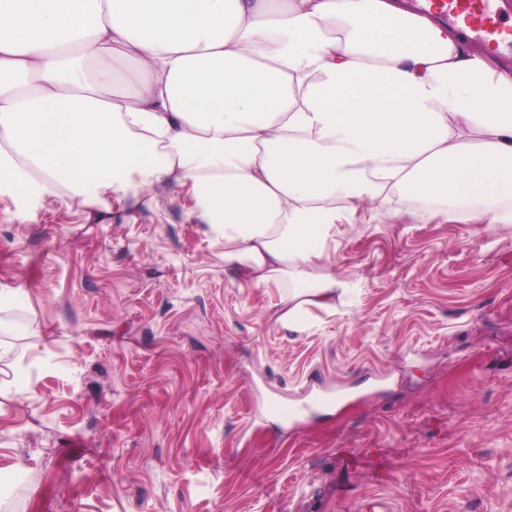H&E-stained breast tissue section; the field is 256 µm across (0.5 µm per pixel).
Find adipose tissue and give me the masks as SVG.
Returning a JSON list of instances; mask_svg holds the SVG:
<instances>
[{"label": "adipose tissue", "mask_w": 512, "mask_h": 512, "mask_svg": "<svg viewBox=\"0 0 512 512\" xmlns=\"http://www.w3.org/2000/svg\"><path fill=\"white\" fill-rule=\"evenodd\" d=\"M400 0H0V184L189 187L224 271L335 313L337 212L512 223V73Z\"/></svg>", "instance_id": "1"}]
</instances>
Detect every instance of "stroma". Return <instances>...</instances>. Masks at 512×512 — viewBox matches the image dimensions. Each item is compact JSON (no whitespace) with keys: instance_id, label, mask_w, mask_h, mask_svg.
Returning a JSON list of instances; mask_svg holds the SVG:
<instances>
[{"instance_id":"1","label":"stroma","mask_w":512,"mask_h":512,"mask_svg":"<svg viewBox=\"0 0 512 512\" xmlns=\"http://www.w3.org/2000/svg\"><path fill=\"white\" fill-rule=\"evenodd\" d=\"M192 205L0 189V512H512V224L337 215L291 331Z\"/></svg>"}]
</instances>
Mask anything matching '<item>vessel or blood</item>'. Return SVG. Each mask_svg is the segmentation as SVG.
Wrapping results in <instances>:
<instances>
[{"mask_svg":"<svg viewBox=\"0 0 512 512\" xmlns=\"http://www.w3.org/2000/svg\"><path fill=\"white\" fill-rule=\"evenodd\" d=\"M442 23L464 24L504 61H512V0H425Z\"/></svg>","mask_w":512,"mask_h":512,"instance_id":"b4317fda","label":"vessel or blood"}]
</instances>
